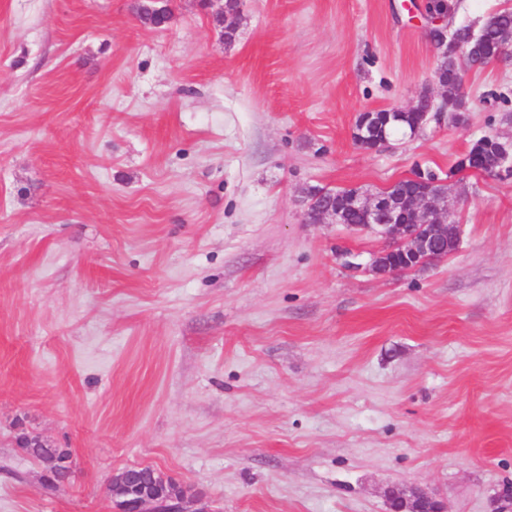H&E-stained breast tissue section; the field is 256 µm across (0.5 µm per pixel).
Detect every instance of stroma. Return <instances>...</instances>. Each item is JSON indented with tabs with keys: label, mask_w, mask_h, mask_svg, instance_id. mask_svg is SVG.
I'll list each match as a JSON object with an SVG mask.
<instances>
[{
	"label": "stroma",
	"mask_w": 512,
	"mask_h": 512,
	"mask_svg": "<svg viewBox=\"0 0 512 512\" xmlns=\"http://www.w3.org/2000/svg\"><path fill=\"white\" fill-rule=\"evenodd\" d=\"M0 0V512H114L151 465L211 512H388L418 486L490 512L512 483V177L448 202L456 251L372 272L384 239L312 224L512 139V60L467 121L366 150L359 113L436 90L413 0ZM68 450L49 488L20 442Z\"/></svg>",
	"instance_id": "35a3bbf8"
}]
</instances>
